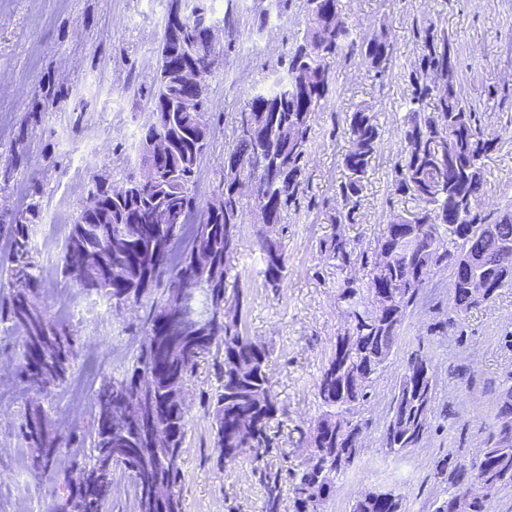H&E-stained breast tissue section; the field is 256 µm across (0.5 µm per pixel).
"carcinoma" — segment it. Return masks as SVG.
I'll return each mask as SVG.
<instances>
[{"instance_id":"cac0c4a2","label":"carcinoma","mask_w":512,"mask_h":512,"mask_svg":"<svg viewBox=\"0 0 512 512\" xmlns=\"http://www.w3.org/2000/svg\"><path fill=\"white\" fill-rule=\"evenodd\" d=\"M333 8L321 10L308 0L303 43L288 55L287 76H279L274 88L249 97L252 111L248 129L235 134L224 149L228 160L248 162V173L255 180L251 199L232 193V180L221 178L217 189L224 199L208 211L209 234L197 250L189 251L181 268L166 263L168 243L176 235L172 224L160 223L165 213L184 214L200 210L195 194L197 172L206 155L204 140L211 126L208 88H201L195 111L176 115L162 112L157 129L173 137L182 166L163 175V182L137 186L135 194L123 200H109V185L98 182L91 190L65 240L60 273L79 282L89 294H105L112 299L132 300L144 307L136 330L141 347L119 378L102 383L95 392L98 414L76 440L83 462L77 468L88 473L89 482L73 489L66 487L65 512H102L110 484L120 474L107 472L104 460L116 448L130 450L129 458L138 466L141 489L159 479L165 484L162 502L152 501L144 512H182L180 489L183 482L182 455L187 433L188 408L178 407L171 393L192 382L195 368L203 360L211 361L217 382L214 391L203 395L202 403L212 417L213 447L219 449L215 466L219 470L235 464L240 449H251L255 472L265 490V512H279L284 490H289L294 512H318L330 499L333 489L325 488L321 477L325 467L339 475L354 464L360 453L357 436L364 423L354 419L355 406L367 401L376 374L388 361L398 340L407 310L415 303L432 268L444 264L453 269L466 256L478 258L477 275L484 286L483 296H471L469 285L456 286V309L463 313L492 302L503 288H512V209L495 218L481 214L479 200L484 187L483 158L495 146L497 138L485 134L475 105L464 95L456 77L448 35L430 25L420 36L422 45L418 67L410 75L413 87L412 107L400 128L402 151L393 183L398 194H412L424 203L410 213L412 222L407 239L394 253L387 269L388 278L400 285L389 307L376 316L366 306L370 286L360 288L345 281L338 299L349 308L350 338L336 337V351L317 381L318 397L325 408L320 421L327 430L321 441L322 455L313 462L307 454L303 470L272 468L266 462L275 434L270 422L284 413L272 391L268 374L270 352L255 350L250 338L237 325H224L219 318L233 269L226 251L229 236L241 238L240 228L232 222L234 214L252 206L275 212L283 219L296 200L306 163L313 114L320 110L333 83L330 60L347 51L364 57L377 77L389 68L391 48L386 39L374 35L353 37L352 29L339 13V0ZM175 98V78L159 69L151 91V100ZM447 129L467 125L474 141L460 147L457 159L438 161L434 149L443 134L436 130L438 115ZM350 149L343 158L347 179L340 186L345 200L359 196L369 162L380 147L375 116L360 108L349 116ZM445 211L451 223H435L436 213ZM142 214L157 222L155 237L146 241L123 217ZM39 219L36 207L28 208L4 225L12 242L11 284L0 297V332L22 330L25 340L18 357L20 382L41 393L68 380L77 357V345L69 325L53 320L30 302L38 292L42 276L30 246V230ZM255 243L263 256L264 286L273 292L283 287L286 261L281 238L275 225L259 217ZM100 232L99 276L84 279L72 267L69 257L81 253L89 240L87 233ZM351 240L338 234L325 250L349 261ZM199 290L205 295L212 326L208 340L200 343L180 319H175L172 334L157 336L154 327L166 307L179 304L181 289ZM147 380L149 389L137 383ZM403 413L406 428L399 433L383 430L385 448L391 452L407 450L404 435L417 423L423 405L432 404L424 389H397L394 395ZM240 417L254 423L253 434L234 440L230 425ZM19 429L35 448L28 468L37 473L54 465L57 448L51 433V420L39 405L25 407ZM490 425L486 444L494 457L487 471L474 475L465 464L440 472L448 477L453 492L439 502L435 512H457L458 495L468 499V512H486V497L512 487V444Z\"/></svg>"}]
</instances>
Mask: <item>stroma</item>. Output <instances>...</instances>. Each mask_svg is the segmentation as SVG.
I'll return each instance as SVG.
<instances>
[{"label":"stroma","instance_id":"1","mask_svg":"<svg viewBox=\"0 0 512 512\" xmlns=\"http://www.w3.org/2000/svg\"><path fill=\"white\" fill-rule=\"evenodd\" d=\"M220 22L224 47L210 76L211 147L197 176L196 198L206 204L219 182L224 148L250 95L267 91L272 74L303 35L306 0H203ZM171 0H0V214L36 206L33 256L44 227L57 213L75 219L99 179L125 181L135 171L138 145L152 123L149 91L160 63L164 19ZM339 10L358 36L385 34L392 55L384 79H375L360 56L331 62L336 84L313 118L307 164L294 206L277 231L286 256L280 293L262 284V259L255 244L257 213L247 209L241 246L232 265L247 297L243 325L248 336L270 352L273 392L284 415L275 421L281 439L270 460L299 467L304 454L288 439L293 428L311 427L322 413L315 384L347 324L337 294L344 280L366 283L375 256L369 245L386 230L391 215L417 210L413 196L394 192L392 183L402 144L398 130L412 94L409 74L419 55V34L436 24L444 29L487 131L499 133L483 161V213L512 208V0H340ZM495 96H487V89ZM370 106L381 146L364 179L363 191L347 205L339 192L342 159L350 147L348 117ZM353 208L355 221L336 224L338 212ZM354 241L349 263L325 250L336 233ZM447 269L434 270L424 299L407 312L400 338L357 414L366 419L361 452L340 475L324 512H349L367 490L402 492L405 512H434L447 482L443 460L471 461L484 443L495 414L496 392L512 379V289L490 303L456 313L448 302ZM41 306L60 317L63 303L77 305L78 358L71 379L121 376L140 348L132 328L141 307L116 309L112 299L89 294L58 269L43 275ZM0 346V512H47L67 481L61 466L35 474L32 453L17 430L26 404L37 400L49 411L63 459H72L74 433L91 423L93 400L66 408L68 386L39 396L15 376L12 347L21 334ZM421 352L435 370V394L421 447L394 455L381 434L394 391L412 352ZM215 380L200 363L187 396L188 430L183 448V512H264L265 492L249 456L217 471L211 419L200 403Z\"/></svg>","mask_w":512,"mask_h":512}]
</instances>
